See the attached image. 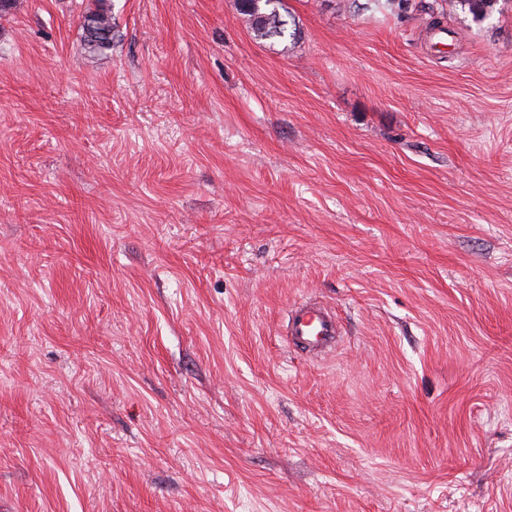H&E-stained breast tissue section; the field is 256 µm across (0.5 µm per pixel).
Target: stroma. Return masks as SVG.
<instances>
[{"label":"stroma","mask_w":512,"mask_h":512,"mask_svg":"<svg viewBox=\"0 0 512 512\" xmlns=\"http://www.w3.org/2000/svg\"><path fill=\"white\" fill-rule=\"evenodd\" d=\"M91 6L0 12V512H512V0ZM94 8L83 17V46L89 56L94 57L112 48L115 22H112V0H94ZM241 13L248 17L257 39L286 38L288 20L280 10L282 0H238ZM242 2H245L242 4ZM499 0H459L461 8L468 11L475 22H484L498 11ZM284 334L288 345L319 355L336 348L341 327L332 307L309 298L289 309Z\"/></svg>","instance_id":"1"}]
</instances>
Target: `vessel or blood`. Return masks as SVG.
<instances>
[{"label":"vessel or blood","mask_w":512,"mask_h":512,"mask_svg":"<svg viewBox=\"0 0 512 512\" xmlns=\"http://www.w3.org/2000/svg\"><path fill=\"white\" fill-rule=\"evenodd\" d=\"M340 334L335 311L319 299L299 302L288 311L285 338L292 347L325 354L335 349Z\"/></svg>","instance_id":"1"}]
</instances>
